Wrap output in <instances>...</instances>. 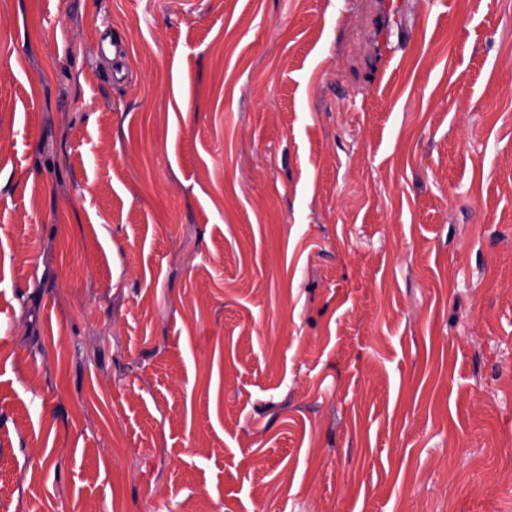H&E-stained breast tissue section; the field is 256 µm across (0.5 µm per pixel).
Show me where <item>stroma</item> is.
I'll list each match as a JSON object with an SVG mask.
<instances>
[{
    "mask_svg": "<svg viewBox=\"0 0 512 512\" xmlns=\"http://www.w3.org/2000/svg\"><path fill=\"white\" fill-rule=\"evenodd\" d=\"M0 512H512V0H0Z\"/></svg>",
    "mask_w": 512,
    "mask_h": 512,
    "instance_id": "1",
    "label": "stroma"
}]
</instances>
